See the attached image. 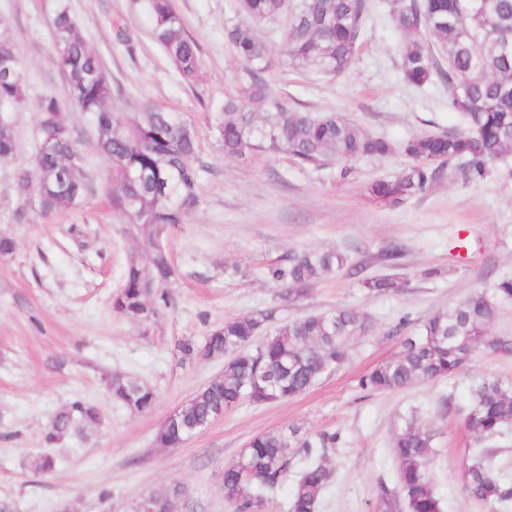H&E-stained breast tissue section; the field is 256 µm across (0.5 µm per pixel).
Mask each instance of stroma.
<instances>
[{
	"mask_svg": "<svg viewBox=\"0 0 512 512\" xmlns=\"http://www.w3.org/2000/svg\"><path fill=\"white\" fill-rule=\"evenodd\" d=\"M149 0H0V35L17 49L28 102H0V122L15 134L13 158L0 162V237L13 240L0 255V502L11 512H133L152 492L180 490L186 512H231L221 491L225 463L254 436L289 425L306 432L336 430L338 447L326 457L336 468L318 512H376L379 483L395 486L390 440L409 418L435 435L431 464L444 512H495L465 498L462 463L491 450L489 465L512 482V430L479 439L462 411L480 378L512 380V357L479 355L453 378L382 392L359 380L400 347L392 330L407 318L415 332L434 314L460 302L484 281L512 277V159L490 163L487 177L466 180L460 163L422 197L396 205L369 198L375 180L407 165L399 147L412 136L461 126L448 109V88L422 89L400 74L402 36L385 0H371L364 42L352 64L335 77L289 64L285 20L255 29L274 60L264 78L290 108L338 112L368 133L390 141L391 154L354 162L341 178L338 166L303 169L283 153L225 156L215 117L225 98L246 79L244 65L225 40L243 23L238 0H172L186 32L200 49L195 84L180 81L164 50L143 24ZM67 10L88 47L112 79L111 106L125 122L153 107L179 112L199 144L197 207L165 239L177 274L167 304L139 323L116 314L112 301L130 261L145 262L138 238L108 198V161L98 152L91 115L78 111L57 67L51 20ZM136 41L127 53L117 30ZM56 97L65 124L80 143L88 185L71 211L47 217L30 212L17 221L14 181L30 167L39 140L38 102ZM403 251L400 272L409 286L375 296L363 278L382 273L390 244ZM339 249L356 274L340 272L303 297L284 301L268 278L303 249ZM437 277H426L427 269ZM347 306L369 317L365 333L348 343V359L295 398L258 405L242 401L181 444L158 447L161 422L196 390L224 371L220 357L182 358L180 341H202L225 320L276 309L278 322ZM120 373L151 386V410L135 414L114 403L106 378ZM452 408L442 411L441 397ZM96 405L98 425L46 446L52 417L72 402ZM56 459L52 473L34 472L43 452ZM108 499H100L101 490Z\"/></svg>",
	"mask_w": 512,
	"mask_h": 512,
	"instance_id": "35a3bbf8",
	"label": "stroma"
}]
</instances>
